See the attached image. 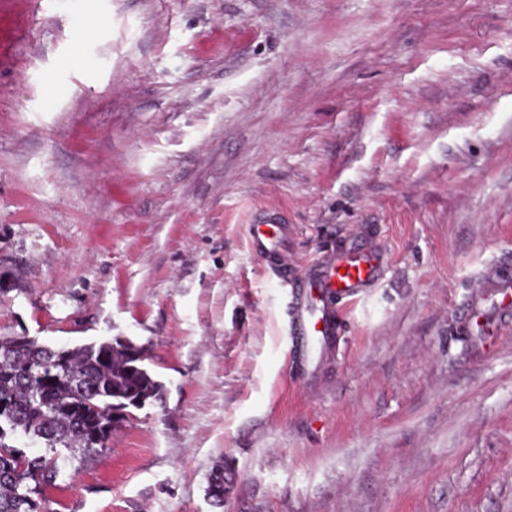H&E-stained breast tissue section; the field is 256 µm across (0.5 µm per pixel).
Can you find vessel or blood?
<instances>
[{"label": "vessel or blood", "mask_w": 512, "mask_h": 512, "mask_svg": "<svg viewBox=\"0 0 512 512\" xmlns=\"http://www.w3.org/2000/svg\"><path fill=\"white\" fill-rule=\"evenodd\" d=\"M252 246L264 252L277 273H285L288 259L283 245L288 238L284 224H253L249 227ZM377 270V258L370 253L323 252L305 272L292 298L288 321L292 336L312 356L322 355L342 327L337 300L353 296L370 281Z\"/></svg>", "instance_id": "b4317fda"}]
</instances>
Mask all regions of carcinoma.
<instances>
[{"mask_svg":"<svg viewBox=\"0 0 512 512\" xmlns=\"http://www.w3.org/2000/svg\"><path fill=\"white\" fill-rule=\"evenodd\" d=\"M144 348L116 337L55 347L28 336H0V512H43L37 486L66 468L70 454L105 447L131 410L162 401L164 385ZM47 453L30 457L17 436Z\"/></svg>","mask_w":512,"mask_h":512,"instance_id":"carcinoma-1","label":"carcinoma"}]
</instances>
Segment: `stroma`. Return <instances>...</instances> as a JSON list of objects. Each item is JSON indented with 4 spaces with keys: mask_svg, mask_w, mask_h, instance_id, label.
<instances>
[{
    "mask_svg": "<svg viewBox=\"0 0 512 512\" xmlns=\"http://www.w3.org/2000/svg\"><path fill=\"white\" fill-rule=\"evenodd\" d=\"M0 38V336L127 337L165 388L46 512H512V0H37ZM327 249L380 266L310 370ZM249 235L252 246L269 257L274 271L279 274L286 273L288 259L283 245L288 238L287 224H251Z\"/></svg>",
    "mask_w": 512,
    "mask_h": 512,
    "instance_id": "stroma-1",
    "label": "stroma"
}]
</instances>
